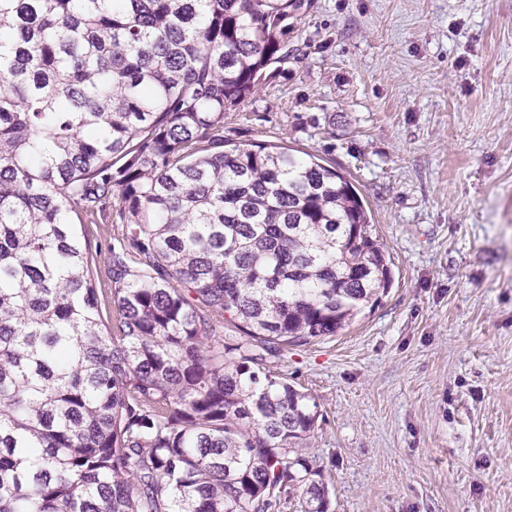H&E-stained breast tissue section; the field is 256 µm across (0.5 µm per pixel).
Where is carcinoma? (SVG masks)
Returning a JSON list of instances; mask_svg holds the SVG:
<instances>
[{
    "label": "carcinoma",
    "instance_id": "carcinoma-1",
    "mask_svg": "<svg viewBox=\"0 0 512 512\" xmlns=\"http://www.w3.org/2000/svg\"><path fill=\"white\" fill-rule=\"evenodd\" d=\"M303 5L0 0V512H328L271 364L393 273L336 169L224 140ZM113 199L103 288L78 222Z\"/></svg>",
    "mask_w": 512,
    "mask_h": 512
}]
</instances>
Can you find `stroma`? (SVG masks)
I'll list each match as a JSON object with an SVG mask.
<instances>
[{
    "mask_svg": "<svg viewBox=\"0 0 512 512\" xmlns=\"http://www.w3.org/2000/svg\"><path fill=\"white\" fill-rule=\"evenodd\" d=\"M224 121L353 184L394 282L278 365L329 512H512V0H305Z\"/></svg>",
    "mask_w": 512,
    "mask_h": 512,
    "instance_id": "stroma-1",
    "label": "stroma"
}]
</instances>
